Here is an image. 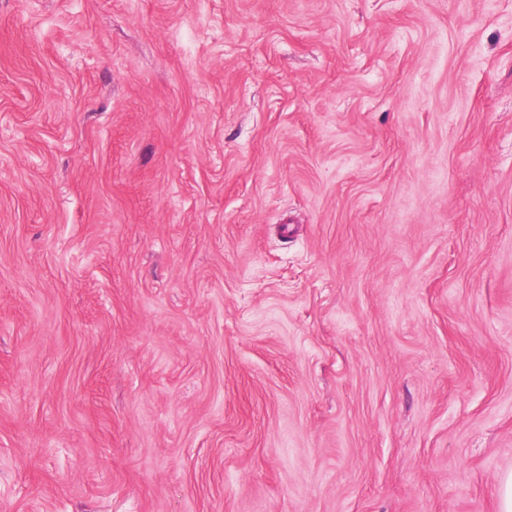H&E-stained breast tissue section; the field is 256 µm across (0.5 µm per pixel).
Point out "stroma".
Instances as JSON below:
<instances>
[{"label": "stroma", "mask_w": 512, "mask_h": 512, "mask_svg": "<svg viewBox=\"0 0 512 512\" xmlns=\"http://www.w3.org/2000/svg\"><path fill=\"white\" fill-rule=\"evenodd\" d=\"M511 473L512 0H0V512Z\"/></svg>", "instance_id": "obj_1"}]
</instances>
